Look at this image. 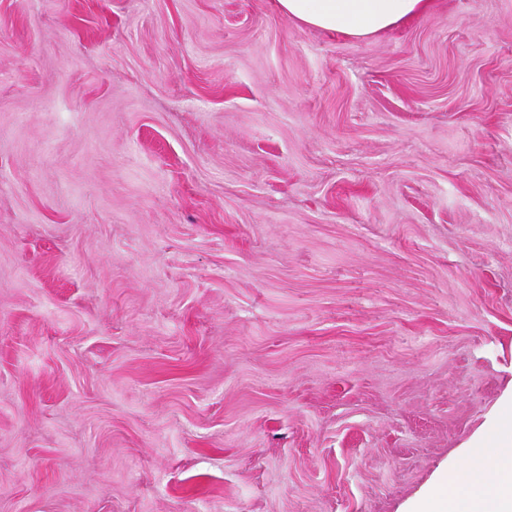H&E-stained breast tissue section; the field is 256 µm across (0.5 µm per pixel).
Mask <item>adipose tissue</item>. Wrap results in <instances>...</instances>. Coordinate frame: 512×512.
<instances>
[{
    "label": "adipose tissue",
    "mask_w": 512,
    "mask_h": 512,
    "mask_svg": "<svg viewBox=\"0 0 512 512\" xmlns=\"http://www.w3.org/2000/svg\"><path fill=\"white\" fill-rule=\"evenodd\" d=\"M288 19L308 27L364 38L425 15L428 0H276ZM420 512H512V407L492 442L470 448L442 489Z\"/></svg>",
    "instance_id": "obj_1"
}]
</instances>
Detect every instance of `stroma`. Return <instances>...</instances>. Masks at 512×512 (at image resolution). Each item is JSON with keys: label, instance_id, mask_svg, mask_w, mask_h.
Masks as SVG:
<instances>
[{"label": "stroma", "instance_id": "stroma-1", "mask_svg": "<svg viewBox=\"0 0 512 512\" xmlns=\"http://www.w3.org/2000/svg\"><path fill=\"white\" fill-rule=\"evenodd\" d=\"M512 404V0H0V512H412ZM288 19L364 38L426 14L428 0H276Z\"/></svg>", "mask_w": 512, "mask_h": 512}]
</instances>
